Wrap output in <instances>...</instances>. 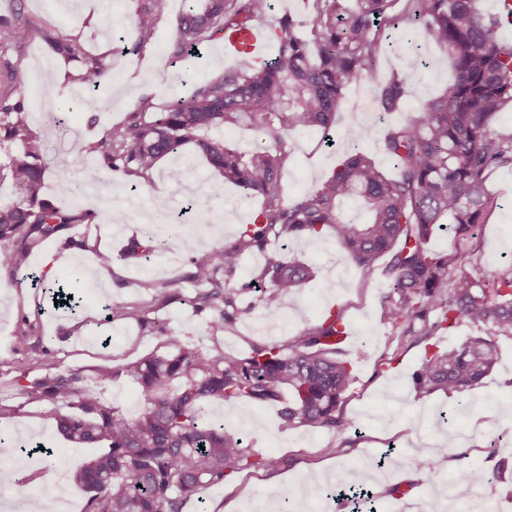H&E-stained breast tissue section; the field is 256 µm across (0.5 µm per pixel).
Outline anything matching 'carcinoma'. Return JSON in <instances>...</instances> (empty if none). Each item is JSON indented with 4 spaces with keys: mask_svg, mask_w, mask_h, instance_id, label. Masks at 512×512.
<instances>
[{
    "mask_svg": "<svg viewBox=\"0 0 512 512\" xmlns=\"http://www.w3.org/2000/svg\"><path fill=\"white\" fill-rule=\"evenodd\" d=\"M163 2L135 0L127 53L139 54L153 40ZM398 2L313 0L302 19L284 14L268 26L277 45L274 57L201 82L161 112L153 111L149 99L140 100L123 121L81 147L78 157L97 155L99 164L88 166L90 181L97 183L105 172L143 177L160 159L191 143L225 179L247 195L263 197L262 208L235 240L190 259L189 279L201 291L189 303L198 311L215 310L211 328L217 333L242 312L241 291L227 287L226 276L245 254L266 251L272 238L321 236L328 230L365 281L374 277L377 260L388 257L382 319L398 335L424 344L413 389L419 396L437 390L456 395L462 407L461 397L498 361L491 337H512V275L482 285L462 270V254H438L427 241L448 227L462 240L473 235L494 203L489 175L512 167V134L495 129L503 106L512 101V44L501 37L512 26V6L503 3L494 14L479 11L476 0H406L397 12ZM272 9L271 0H206L203 10L176 19L174 62L192 67L200 46L216 34L250 28ZM404 22L423 27L448 54L453 81L416 116L386 124L379 149L394 173L383 172L362 151L366 131L352 127L331 176L316 190L286 200L280 184L288 159L285 138L329 132L350 84L371 82L381 111L401 110L407 80L399 71L382 77L380 68L389 31ZM32 33L25 19L0 21V53L15 56L14 63H6L14 75ZM41 36L75 64L77 80L99 83L107 77V56L87 53L77 39L45 30ZM19 89L0 97V145L11 147L0 159V184L13 189L12 197L0 202V267L14 278L35 242L57 236L67 224L96 218L92 211L66 210L43 197L52 164L42 134L29 124ZM228 126L255 130L265 142L247 151L230 150L216 136ZM344 200L362 202L369 218L343 219ZM176 235L172 226L165 238L134 239L128 254L147 263ZM313 277L312 267L285 253L267 255L255 273L261 289L252 308L278 315L283 297ZM180 284L175 276L137 287L152 294V303L165 304L178 298ZM150 310L137 301L114 302L108 319H134L150 327L164 337V351L120 368L100 365L89 374L62 366L45 349L37 362L40 374L25 371L15 379L74 447L103 446L75 475L90 493L83 512H183L189 501L235 473H273L286 463L252 452L224 430V420H202L201 406L207 403H279L284 431L351 425L340 411L356 380L353 364L340 358L343 308L328 311L290 341L254 343L242 355L191 344L149 318ZM462 321L483 335L441 347L439 339ZM122 376L141 391V409L133 418L101 395Z\"/></svg>",
    "mask_w": 512,
    "mask_h": 512,
    "instance_id": "carcinoma-1",
    "label": "carcinoma"
}]
</instances>
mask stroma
Segmentation results:
<instances>
[{
	"mask_svg": "<svg viewBox=\"0 0 512 512\" xmlns=\"http://www.w3.org/2000/svg\"><path fill=\"white\" fill-rule=\"evenodd\" d=\"M198 0H166L163 19L155 40L142 55L123 54L119 34L112 21L128 18L131 0H0V18L24 17L35 27L53 31L62 38L79 39L95 54L109 55L112 74L100 85L70 80L73 67L55 54L38 37L32 38L19 78L0 63V94L20 83L33 126L39 130L52 157L54 173L44 193L58 205L96 212L91 224L65 226L54 238L31 248L28 266L39 270L44 257L55 262L53 280L70 286L80 300L77 311L54 309L41 289L31 287L25 277L7 279L8 289L0 294V403L18 407V414L0 418V429L17 433L23 442H40L54 449L67 462L62 490H55L56 472L48 459L11 453L0 461L5 468L23 473L26 491L52 500L62 494L65 512H83L87 492L72 480L73 473L93 456L90 448H75L60 435L40 408L28 403L15 387L24 371L35 372L42 350L62 365L91 369L103 363L123 365L159 347L163 339L136 321L112 324L104 307L111 301L142 300L136 283L158 282L173 274H189L196 246H220L236 237L241 225L250 223L261 208L259 196L244 197L234 185L223 183L218 171L193 146L161 159L148 179L131 182L126 177L104 175L95 191L83 188L82 168L75 156L79 148L99 131L122 120L131 101L151 98L155 110H163L184 83L222 75L230 64L221 55L223 36L205 43L194 70L185 71L171 62L176 17L195 7ZM385 70L406 73L409 96L402 111L380 112L370 83L351 84L338 110L331 134L320 131L290 136L288 166L282 177L285 199L291 200L315 189L335 168L347 143L346 132L365 126L368 134L361 147L384 170L392 164L379 151L384 126L413 115L448 85L452 70L447 55L418 27L392 30L384 63ZM54 83L58 93L46 102L44 86ZM49 104L60 121L41 118L42 104ZM180 169V180L171 172ZM74 187L71 195L57 190L59 178ZM487 189L493 208L476 227L472 238L455 239L453 232L434 235L429 246L441 254L458 249L466 254L467 270L477 279L512 272V169L493 171ZM165 202L171 221L180 222L182 232L169 248L140 267L124 256L130 239L166 236L169 226L156 224L148 215L156 202ZM207 216L204 224L195 215ZM287 250L289 257L312 266L315 278L281 301L284 327L279 332L263 331L266 315L260 310L240 314L225 330L222 341L228 352L248 350L254 342H282L318 322L326 311L343 306L352 338L342 348L354 365L356 383L342 406L354 428L329 432L298 428L282 432L279 408L260 407L247 401L221 406L204 405V419L223 418L230 434L261 454H273L286 464L275 473L242 471L221 484L207 488L202 501L187 505L185 512H272V490L286 481H301L308 493L310 512H340L339 503L320 494L321 483L335 484L338 474H352L375 466L389 456L394 466L391 482L374 491L376 512H436L443 495L456 502L481 499L496 505L512 499V338L495 337L499 353L496 368L469 391L468 405L458 408L455 397L438 391L414 399L411 376L422 357L421 346L406 347L380 318L381 290L378 280H362L346 260L334 237L294 238L289 242L271 239L267 250ZM112 255V270L100 274L91 267L97 252ZM192 282H183L179 299L155 306L153 317L166 321L176 333L189 337L200 347L212 343L210 311H195L185 298L195 296ZM26 332V346H17L19 332ZM454 433L455 448L447 452L443 473L446 483L433 486L409 480L402 465L410 449L433 445L437 438ZM472 469L475 478L467 484L456 480L462 468ZM497 471L501 479L487 484L486 473ZM403 485L405 493L392 489Z\"/></svg>",
	"mask_w": 512,
	"mask_h": 512,
	"instance_id": "1",
	"label": "stroma"
}]
</instances>
